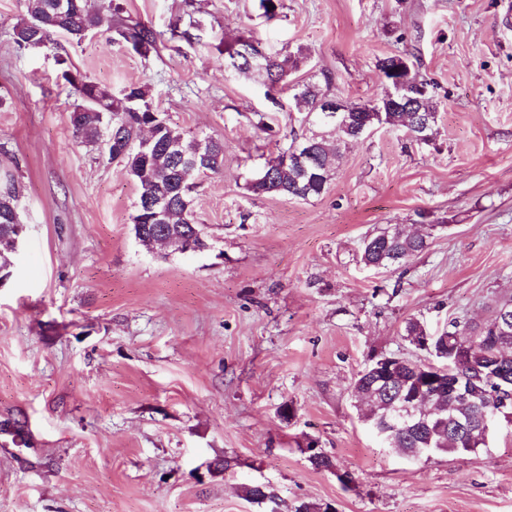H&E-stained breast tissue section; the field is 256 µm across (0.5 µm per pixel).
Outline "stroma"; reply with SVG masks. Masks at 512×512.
I'll list each match as a JSON object with an SVG mask.
<instances>
[{
  "instance_id": "stroma-1",
  "label": "stroma",
  "mask_w": 512,
  "mask_h": 512,
  "mask_svg": "<svg viewBox=\"0 0 512 512\" xmlns=\"http://www.w3.org/2000/svg\"><path fill=\"white\" fill-rule=\"evenodd\" d=\"M95 0L159 35L148 55L92 32L21 49L28 0H0V179L25 232L0 284V512H512V423L463 457L382 445L352 386L370 355L426 360L403 337L478 323L512 295V0ZM252 29L369 102L378 59L408 54L430 84L429 145L380 128L343 150L327 193L256 196L245 180L301 134L289 94L224 68ZM119 92L149 87L182 130L224 143L193 210L211 252L159 256L132 232L138 190L72 134L58 58ZM390 224L428 235L405 265L359 260ZM294 409L282 417L283 406ZM315 438L336 472L314 469ZM354 481L343 485L337 472ZM262 483L276 503L247 500Z\"/></svg>"
}]
</instances>
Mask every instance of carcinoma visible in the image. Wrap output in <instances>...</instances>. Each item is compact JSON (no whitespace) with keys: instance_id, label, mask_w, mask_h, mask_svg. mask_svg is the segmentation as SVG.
<instances>
[{"instance_id":"cac0c4a2","label":"carcinoma","mask_w":512,"mask_h":512,"mask_svg":"<svg viewBox=\"0 0 512 512\" xmlns=\"http://www.w3.org/2000/svg\"><path fill=\"white\" fill-rule=\"evenodd\" d=\"M29 17L14 28V42L36 38L39 47L53 45L52 37L57 32L70 36L81 43L87 35L86 28L100 32H116L117 35L140 55H147L155 49L157 33L142 23L130 24L121 16L122 8L117 6L112 15H103L92 7L91 0H29ZM261 42L252 31L244 30L232 42L224 43V62L238 73L258 71L266 77V95L288 88L293 91L292 108L302 115L307 133L293 138L290 144L267 162L271 175L270 185L262 190L247 182L248 190L255 195H279L296 197L301 200L318 198L326 193L335 170L342 157L341 146L359 139L357 129L362 126L401 129L415 136L418 118L428 122L423 144L433 143L437 134V108L431 93L422 96L426 111L416 113L406 109L398 101L385 102L380 98L373 102L357 103L344 101L352 121L345 127H338L317 119V103L332 95V79L323 75V81L292 83L288 77L298 68V58L288 53L272 56L257 46ZM61 77L71 86L72 92L81 100L76 109L89 106L84 96L98 92L100 103L91 112L70 118L73 134L81 142L96 146L122 127L121 139L129 145L123 164L127 173L135 180L139 196L146 192H167L177 198L167 219L159 225L177 235L192 230L195 223L193 198L180 191L183 174L177 162L166 152L169 140L181 141L192 147L199 135H190L168 123L159 129L158 142L149 158L139 156L141 126L151 123L155 109L148 98L144 84L131 83L121 96L112 95L110 89L81 75V84L72 80L74 71L64 59ZM206 148L210 158L206 165L189 176L190 182L207 173H218L224 169V144L208 138ZM19 223L18 195L12 180H7L0 189V265L11 261L10 239ZM427 237L409 234L398 227H386L377 234L366 238L362 244L361 261L367 267H389L403 265L411 258L428 249ZM512 315V297L498 300L491 306V319L482 324L453 321L430 342L429 347L421 344V337L427 335L425 326L417 319L406 322L404 337L411 345L427 352L437 361V367L446 370L460 382L461 390L450 393L436 392L421 388L413 382L416 362L404 360V365L389 375L363 370L353 384V392L369 406L365 420L392 450L413 458H431L436 454L464 455L487 447V441L494 425L486 420L503 419L512 423V386L498 387L492 377L490 366L495 371L512 376V334L504 336L497 330L501 312ZM416 392L424 400L415 409V415L407 424L393 423V407L398 398ZM316 441L310 440L304 452L308 461L317 470L333 468L332 459L321 450H312Z\"/></svg>"}]
</instances>
